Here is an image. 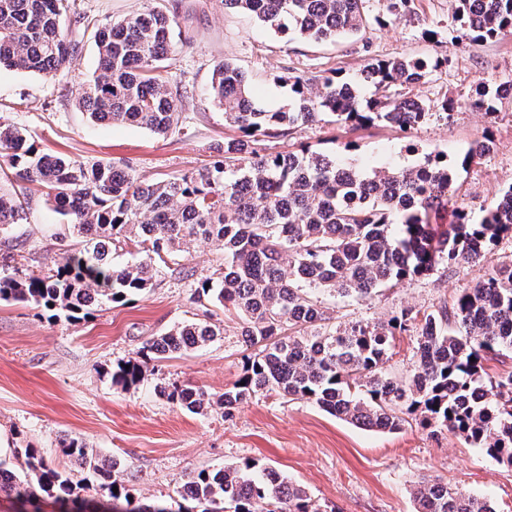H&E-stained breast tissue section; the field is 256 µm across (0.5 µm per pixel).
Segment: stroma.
<instances>
[{
  "label": "stroma",
  "instance_id": "stroma-1",
  "mask_svg": "<svg viewBox=\"0 0 512 512\" xmlns=\"http://www.w3.org/2000/svg\"><path fill=\"white\" fill-rule=\"evenodd\" d=\"M390 0H366L368 24L359 34L333 42L284 38L250 16L224 8L221 0H80L98 24L148 10L177 15L173 81L191 100L181 130L168 136L129 125L92 123L76 105L83 83L97 66V49L83 37L71 63L55 76L0 69V116L30 132L38 149L85 164L111 162L138 179L153 181L207 168L217 143L233 136L223 112L207 94L211 72L221 62L240 67L257 101L270 111L294 102L288 79L318 85L339 74L373 88L362 78L379 60L424 58L435 68L419 83L394 85L392 95L427 104L434 116L415 130L372 126L349 131L323 122L294 137L266 139L268 152L305 145L338 152L340 160L364 174L410 166L427 155H442L456 171L454 200L480 222L487 207L512 186V99L494 100V114L472 108L479 88L512 83V35L452 45L460 23L457 0H408L389 11ZM455 104L451 120L437 118L444 102ZM491 131L492 152L464 164L472 142ZM350 151H338L342 142ZM31 208L14 233L26 242L32 265L57 259L55 234L61 218L38 185L28 187ZM512 257V239L500 240L484 263L474 267L440 264L429 275L386 289L370 300L324 294L333 325L388 321L401 309L432 310L473 288L487 267ZM220 262L209 244L193 242L145 293L123 304L102 307L88 318L53 322L30 307L0 302V429L10 449L0 463L15 466L13 448L31 444L51 465L74 469L62 455L64 436L82 439L100 456L120 462L133 504L173 502L186 475L255 460L302 486L312 502L330 512H416L412 488L438 478L491 501L496 512H512V466L497 463L452 432L438 434L404 424L395 433L368 431L336 419L317 406L277 395H256L232 414L212 407L190 413L156 395L157 383H188L212 395L231 388L243 373L238 341L242 321L222 307L202 308L178 270L210 275ZM210 311L222 336L188 355L158 363L147 381L124 390L104 371L133 357L148 340L193 315Z\"/></svg>",
  "mask_w": 512,
  "mask_h": 512
}]
</instances>
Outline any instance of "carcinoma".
<instances>
[{
  "label": "carcinoma",
  "mask_w": 512,
  "mask_h": 512,
  "mask_svg": "<svg viewBox=\"0 0 512 512\" xmlns=\"http://www.w3.org/2000/svg\"><path fill=\"white\" fill-rule=\"evenodd\" d=\"M276 34L325 41L359 32L368 23L365 0H222ZM460 37L481 41L512 30V0H458ZM176 15L151 10L98 26L77 0H0V67L50 75L77 54L76 33L94 31L97 73L78 106L93 121L131 125L158 135L176 131L189 96L168 77ZM431 63L392 59L368 66L373 98L362 104L355 85L326 77L309 91L290 77L295 105L270 112L254 101L244 71L224 62L212 71L208 94L226 124L241 132L215 147L212 166L195 175L141 181L111 163L86 165L39 151L26 129L0 122L4 177L36 183L66 221L60 259L22 266L25 241L10 235L28 208L26 197L0 188V301L74 320L107 304L123 303L153 285L157 262L190 242L210 243L224 263L197 280L194 300L217 301L243 317L242 343L251 350L241 381L219 395L228 414L258 394L294 397L372 431L394 432L413 416L446 429L512 466V372L489 375L491 355L512 353V260L492 267L473 288L421 315L401 311L390 322L325 327L321 295L367 299L381 288L448 265L478 263L489 247L512 237V187L479 223L455 210L448 228L436 223L453 204L455 171L439 157L382 169L370 177L345 168L334 155L264 153V138L291 136L324 121L357 129L378 123L401 130L426 122L421 102L388 95L394 84H415ZM131 248L137 261L117 267L112 248ZM415 338L411 374L383 371L397 334ZM223 333L218 322L186 321L150 339L109 371L112 384L137 387L150 365L183 355ZM192 413L210 395L189 384L155 387ZM63 454L87 476L48 464L27 444L14 449L18 466L0 463V499L13 512H42L47 498L58 512H151L122 508L127 496L117 462L77 437L60 441ZM118 492H113V488ZM197 512H319L306 492L255 460L188 476L177 490ZM417 512H496L492 503L428 479L412 491Z\"/></svg>",
  "instance_id": "1"
}]
</instances>
